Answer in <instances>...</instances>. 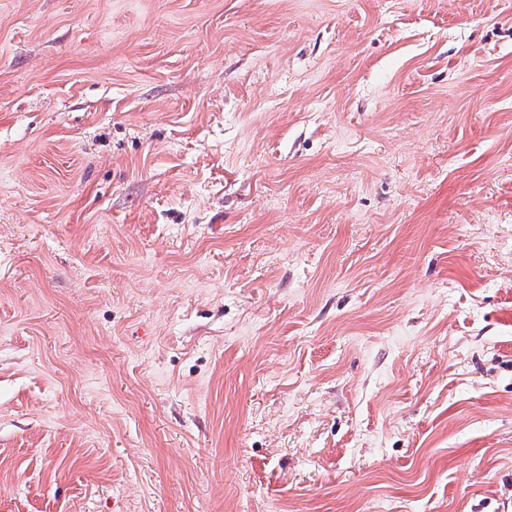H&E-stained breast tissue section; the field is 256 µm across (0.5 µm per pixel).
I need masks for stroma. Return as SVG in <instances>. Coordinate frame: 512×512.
<instances>
[{"label": "stroma", "mask_w": 512, "mask_h": 512, "mask_svg": "<svg viewBox=\"0 0 512 512\" xmlns=\"http://www.w3.org/2000/svg\"><path fill=\"white\" fill-rule=\"evenodd\" d=\"M0 512H512V0H0Z\"/></svg>", "instance_id": "1"}]
</instances>
